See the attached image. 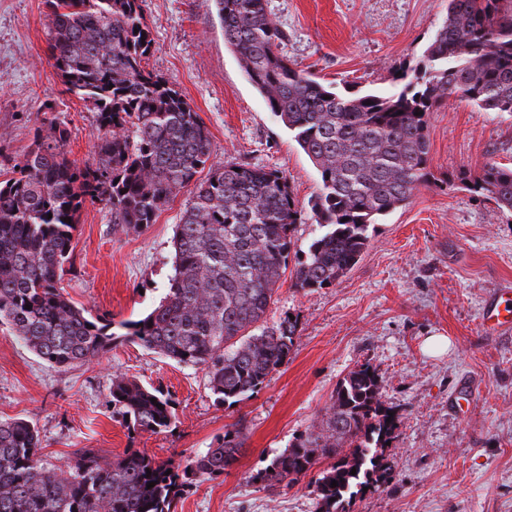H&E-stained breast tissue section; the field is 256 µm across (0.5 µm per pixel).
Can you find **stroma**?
<instances>
[{"instance_id": "1", "label": "stroma", "mask_w": 512, "mask_h": 512, "mask_svg": "<svg viewBox=\"0 0 512 512\" xmlns=\"http://www.w3.org/2000/svg\"><path fill=\"white\" fill-rule=\"evenodd\" d=\"M268 7L288 33L281 51L298 68L377 94L395 90L401 68L415 64L448 14V0H268ZM142 9L154 41L147 68L198 112L211 164L281 170L304 209L290 271L267 312L271 325L298 315L297 345L259 391L228 408L217 404L203 367L139 345L119 340L99 360L60 371L0 331V420L32 423L50 465L81 448L107 456L137 448L177 461L237 426L245 435L237 462L193 482L176 512H314L306 481L270 489L251 476L318 426L339 382L367 363L401 423L384 451V484L357 496L352 512H512V333L488 335L481 319L490 291L512 282V212L458 181L490 162L512 166V115L454 101L432 112L435 183L370 227L369 248L336 284L302 290L291 270L320 232L311 211L320 192L315 166L225 46L212 0H143ZM48 31L45 0H0V151L21 159L48 104L70 131L69 158L88 165L101 137L96 113L64 93L47 56ZM190 200L180 192L140 232L113 230L108 206L86 205L63 281L67 296L117 321L150 312L166 293L172 239ZM431 336L448 337V350L428 353ZM116 374L161 389L175 423L134 432L113 418ZM465 386L473 399L458 413L450 397Z\"/></svg>"}]
</instances>
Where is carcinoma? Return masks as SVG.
Segmentation results:
<instances>
[{
	"label": "carcinoma",
	"mask_w": 512,
	"mask_h": 512,
	"mask_svg": "<svg viewBox=\"0 0 512 512\" xmlns=\"http://www.w3.org/2000/svg\"><path fill=\"white\" fill-rule=\"evenodd\" d=\"M501 2L448 0L447 19L421 59L399 74V87L378 95L341 94L297 69L279 52L288 34L267 0H214L225 44L320 176L312 211L321 233L294 270L295 287L334 285L369 247L370 226L435 179L431 112L453 97L512 113V8ZM46 3L49 60L64 92L93 103L103 135L96 163L81 167L65 150L69 130L47 119L22 160L3 157L11 176L0 181V326L63 371L99 358L121 337L204 367L216 401L230 408L261 389L295 347L299 316L272 326L263 319L303 208L278 169L208 165L210 133L200 116L146 69L153 41L141 0ZM458 180L512 211V167L487 163ZM182 189L192 201L173 239L167 293L146 316L120 322L118 335L110 316L75 305L60 286L73 267L81 211L103 203L112 230H143ZM109 394L113 414L129 418L134 431L159 433L176 419L163 391L134 379L114 376ZM398 427L377 370L360 365L339 383L319 431L251 479L289 487L321 455L330 463L308 484L315 512H350L363 488L385 481L383 454ZM243 442L241 430L227 429L216 445L178 462L132 449L112 459L85 448L50 468L34 425L0 420V512H175L193 480L237 462Z\"/></svg>",
	"instance_id": "1"
}]
</instances>
